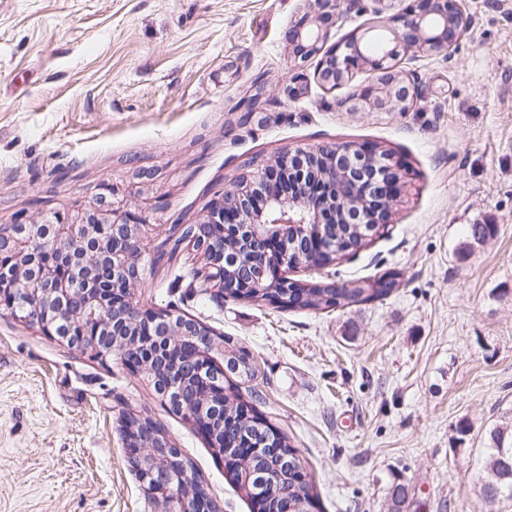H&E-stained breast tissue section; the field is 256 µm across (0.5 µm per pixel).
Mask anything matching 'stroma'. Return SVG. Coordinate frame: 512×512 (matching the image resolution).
<instances>
[{
	"label": "stroma",
	"mask_w": 512,
	"mask_h": 512,
	"mask_svg": "<svg viewBox=\"0 0 512 512\" xmlns=\"http://www.w3.org/2000/svg\"><path fill=\"white\" fill-rule=\"evenodd\" d=\"M411 3L362 0L331 40ZM465 7L454 52L402 55V77L422 88L409 111L353 112L341 99L378 72L323 86L319 55L298 58L288 40L318 0H0V226L91 213L134 225L139 307L253 354L256 408L299 448L320 512H512L479 493L485 436L512 420V0ZM336 144L389 152L400 195L365 248L293 277L392 275L389 296L323 311L223 300L200 249L165 254L254 168ZM473 224L495 233L466 253ZM130 414L161 427L220 512H251L146 371L0 307V512H166L128 462Z\"/></svg>",
	"instance_id": "stroma-1"
}]
</instances>
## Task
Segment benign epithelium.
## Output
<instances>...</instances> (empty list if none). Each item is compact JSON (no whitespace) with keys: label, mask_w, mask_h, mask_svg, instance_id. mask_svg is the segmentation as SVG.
Here are the masks:
<instances>
[{"label":"benign epithelium","mask_w":512,"mask_h":512,"mask_svg":"<svg viewBox=\"0 0 512 512\" xmlns=\"http://www.w3.org/2000/svg\"><path fill=\"white\" fill-rule=\"evenodd\" d=\"M340 0H326V9L315 28L299 27L289 31L288 39L296 43L297 55L310 56L322 48L331 29L342 18ZM399 26L382 23L369 28L386 30L392 45L377 56L367 52L361 40L352 37L337 43L318 70L323 84L341 86L353 76V69L363 62L380 73L379 86L348 97L342 105L351 111L406 112L420 95L416 85H407L396 70L397 47L403 44L426 54L449 53L458 47L470 25L459 0H415L412 7L397 17ZM328 163L324 173L305 177V193L285 201L280 195L269 197L264 208L252 210L247 202L253 191L266 185L276 169L261 167L250 179L236 183L213 202L204 224L193 226L190 238L209 257L208 279L224 287V249L205 229L207 224L224 225V233L245 238L257 248V275L239 284L246 293L261 287L262 279L275 273L278 287L286 288L288 279V235L305 234L312 225L336 222V210L351 215L350 223H359L358 210L348 198L336 197V187L349 183L356 187L369 180L374 199L380 202L370 223L384 224L391 212L400 173L391 155L368 147L324 149ZM139 243L134 241L131 225L121 221L91 219L85 224H70L56 217L42 224H24L20 229L0 234V302L11 313L41 328L71 348L92 350L106 358L126 344L127 337L141 322L165 330V335L180 341L197 338L201 347L202 367L216 362L224 350L208 340L213 335L205 324L169 311L144 314L133 298L131 288L143 280L139 271ZM155 441L140 443L135 431H126V446L133 449L131 459L147 493L170 500L171 487L166 474L141 462L140 448L151 449L153 456L177 458V449L160 433Z\"/></svg>","instance_id":"benign-epithelium-1"}]
</instances>
